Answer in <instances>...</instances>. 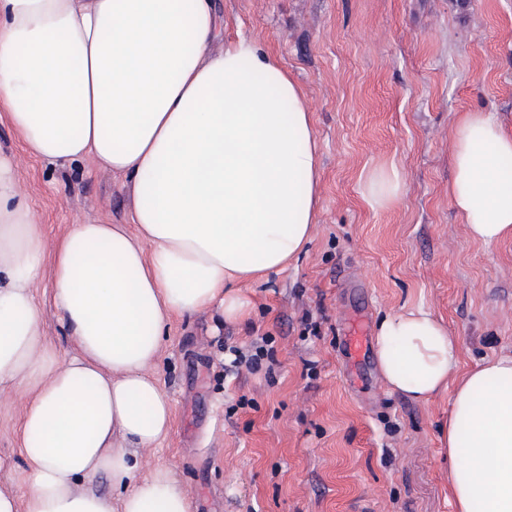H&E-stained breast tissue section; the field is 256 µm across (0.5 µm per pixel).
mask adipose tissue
<instances>
[{
  "mask_svg": "<svg viewBox=\"0 0 512 512\" xmlns=\"http://www.w3.org/2000/svg\"><path fill=\"white\" fill-rule=\"evenodd\" d=\"M215 0H0V109L33 158L92 160L124 175L130 224H74L45 252L0 155V391L25 389L23 496L0 512H191L165 466L140 476L172 402L153 373L173 316L248 314L243 284L284 269L312 239L318 144L304 94L248 38L211 53ZM448 198L477 243L512 241V131L488 112L453 131ZM393 168L364 185L400 199ZM52 256V302L74 347L44 341L36 285ZM390 391L420 404L451 392L440 440L455 461L453 512H512V356L461 371L430 309L385 316L375 338ZM107 479L111 493L100 492Z\"/></svg>",
  "mask_w": 512,
  "mask_h": 512,
  "instance_id": "1",
  "label": "adipose tissue"
}]
</instances>
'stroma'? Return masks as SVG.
I'll use <instances>...</instances> for the list:
<instances>
[{
    "label": "stroma",
    "mask_w": 512,
    "mask_h": 512,
    "mask_svg": "<svg viewBox=\"0 0 512 512\" xmlns=\"http://www.w3.org/2000/svg\"><path fill=\"white\" fill-rule=\"evenodd\" d=\"M221 49L238 37L276 55L300 84L319 144L317 223L307 250L248 284L246 323L220 307L173 317L154 368L173 407L141 474L170 467L192 512H451L439 441L450 395L390 392L375 352L349 358L345 321L424 305L462 349V369L512 355V242H474L448 200L457 117L481 110L512 130V0H218ZM0 151L52 247L71 225L126 224V180L83 162L28 156L0 111ZM395 167L402 198L371 208L368 176ZM43 270V331L73 352ZM274 339L273 376L225 372L229 347ZM25 392L0 394V489L23 468Z\"/></svg>",
    "instance_id": "35a3bbf8"
}]
</instances>
